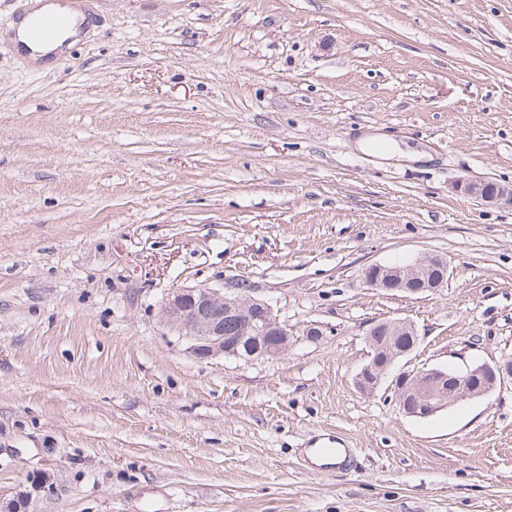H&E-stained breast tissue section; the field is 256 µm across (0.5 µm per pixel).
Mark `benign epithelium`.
I'll return each instance as SVG.
<instances>
[{"instance_id": "benign-epithelium-1", "label": "benign epithelium", "mask_w": 512, "mask_h": 512, "mask_svg": "<svg viewBox=\"0 0 512 512\" xmlns=\"http://www.w3.org/2000/svg\"><path fill=\"white\" fill-rule=\"evenodd\" d=\"M464 196L492 205L512 206V187L488 185L486 180L464 179L457 185ZM448 268L437 256L411 264H373L364 272L370 287L407 293L433 292L444 286ZM162 321L193 341L200 358L224 354L241 359L277 357L292 343L293 331L266 300L235 287L229 291L205 285L178 288L160 310ZM410 336V343L390 349L385 361H369L356 377L366 394L377 390L396 362L409 354L419 341L414 326L403 320L373 323L367 342L379 331ZM512 380V361L483 362L464 370L432 367L402 371L391 389L400 409L410 417L428 418L460 402L482 398Z\"/></svg>"}]
</instances>
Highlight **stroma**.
<instances>
[{"instance_id":"35a3bbf8","label":"stroma","mask_w":512,"mask_h":512,"mask_svg":"<svg viewBox=\"0 0 512 512\" xmlns=\"http://www.w3.org/2000/svg\"><path fill=\"white\" fill-rule=\"evenodd\" d=\"M89 9L48 67L0 9V512H512L511 383L426 419L355 384L380 320L418 331L405 371L512 354V207L457 190L512 186V0ZM427 255L438 291L363 283ZM236 284L288 352L159 318ZM319 438L352 465L302 466ZM486 180L464 179L457 185V190L464 196L492 205L512 206V187L505 185H488ZM236 286L227 292L224 287L205 285L178 288L163 303L160 317L180 336L193 341L192 350L200 358L224 354L252 359L284 354L294 336L288 323L267 300L250 295L242 285ZM224 322L239 326L241 335L236 342L224 336ZM243 342L246 352L239 349Z\"/></svg>"}]
</instances>
